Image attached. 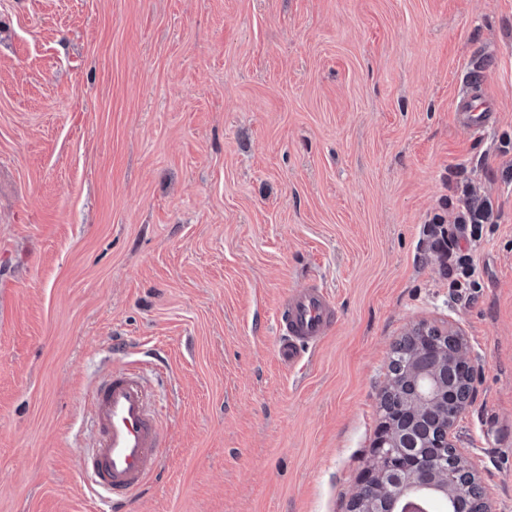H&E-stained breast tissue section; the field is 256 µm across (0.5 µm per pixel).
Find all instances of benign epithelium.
<instances>
[{"instance_id":"obj_1","label":"benign epithelium","mask_w":512,"mask_h":512,"mask_svg":"<svg viewBox=\"0 0 512 512\" xmlns=\"http://www.w3.org/2000/svg\"><path fill=\"white\" fill-rule=\"evenodd\" d=\"M479 365L458 327H448V342L420 345L409 369L411 397L404 405L384 412L378 437L367 461L365 479L351 498L350 512H427L426 492L448 498L452 474L441 473L448 455L458 461L459 474H469L473 496L482 503L484 493L470 465L469 453L455 443V427L475 397ZM407 412L413 420L433 415L443 423L439 448L432 461H422L414 426L398 425Z\"/></svg>"}]
</instances>
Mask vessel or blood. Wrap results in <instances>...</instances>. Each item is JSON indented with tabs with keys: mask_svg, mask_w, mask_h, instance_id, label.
I'll return each instance as SVG.
<instances>
[{
	"mask_svg": "<svg viewBox=\"0 0 512 512\" xmlns=\"http://www.w3.org/2000/svg\"><path fill=\"white\" fill-rule=\"evenodd\" d=\"M481 71L470 77V93L456 104L455 116L463 127L480 133L496 119L495 112L478 107ZM276 354L285 365L297 364L309 348L329 336L336 323L334 305L320 288L288 294L279 306ZM87 416L95 443L82 469L89 472L108 512H122L163 464L160 411L145 383L144 369L132 364L114 369L96 381L87 394Z\"/></svg>",
	"mask_w": 512,
	"mask_h": 512,
	"instance_id": "1",
	"label": "vessel or blood"
}]
</instances>
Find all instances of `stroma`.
<instances>
[{"label":"stroma","mask_w":512,"mask_h":512,"mask_svg":"<svg viewBox=\"0 0 512 512\" xmlns=\"http://www.w3.org/2000/svg\"><path fill=\"white\" fill-rule=\"evenodd\" d=\"M462 175L469 303L423 241ZM313 287L338 322L290 368ZM421 322L483 366L457 444L512 512V0H0V512H95L86 392L135 360L166 448L127 512H347ZM483 85L484 75L481 70L476 69L472 73L468 84L469 88L472 89L471 93L463 95L455 108L456 121L476 133L484 132L497 117L496 113L492 112L489 107L486 106L481 111L480 107L475 106V102L483 98L477 93L476 89H482ZM279 314L276 354L288 366L329 336L336 323L333 302L321 288L289 293L280 303Z\"/></svg>","instance_id":"stroma-1"}]
</instances>
